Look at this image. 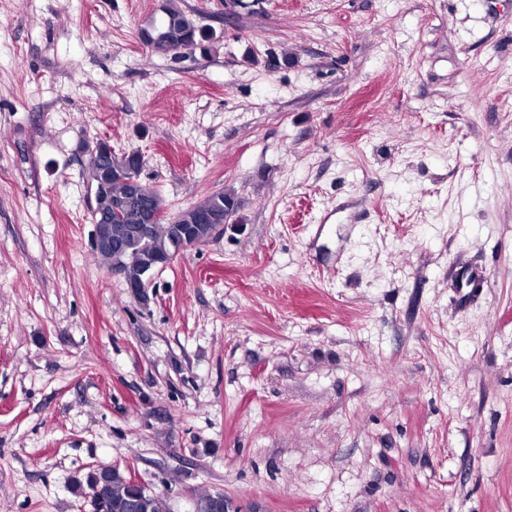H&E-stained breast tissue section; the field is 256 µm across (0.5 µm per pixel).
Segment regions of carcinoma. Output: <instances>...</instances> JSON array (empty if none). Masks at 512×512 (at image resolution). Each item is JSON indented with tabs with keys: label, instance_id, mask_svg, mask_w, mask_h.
Segmentation results:
<instances>
[{
	"label": "carcinoma",
	"instance_id": "obj_1",
	"mask_svg": "<svg viewBox=\"0 0 512 512\" xmlns=\"http://www.w3.org/2000/svg\"><path fill=\"white\" fill-rule=\"evenodd\" d=\"M139 37L149 50L159 54H174L180 45L204 52L210 40L196 16L182 9L177 0H167L163 15L142 29ZM81 152L87 155L85 174L91 186L108 183L112 187L107 195L94 197L91 207L97 239L93 255L107 269L117 271L127 284H139L145 281L147 273L168 266L176 258V235L185 233L196 241L206 242L211 238L214 221L224 223V217L239 208L234 193L218 192L167 216L166 222L153 226L147 239L131 238L126 235L125 226L135 223L132 216L146 205L164 202L161 193L141 178L134 151L118 152L104 144L92 156L84 144ZM101 479L107 481L112 493L108 499L109 512H124L117 504L138 497L145 488L143 484L129 482L120 470L111 467L100 476L89 473L85 481L76 482L75 489L91 490Z\"/></svg>",
	"mask_w": 512,
	"mask_h": 512
}]
</instances>
